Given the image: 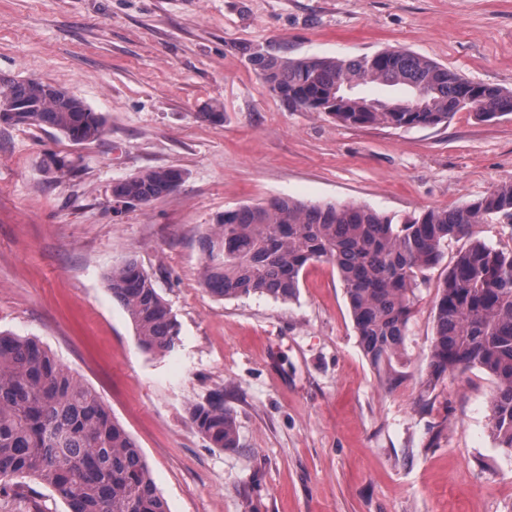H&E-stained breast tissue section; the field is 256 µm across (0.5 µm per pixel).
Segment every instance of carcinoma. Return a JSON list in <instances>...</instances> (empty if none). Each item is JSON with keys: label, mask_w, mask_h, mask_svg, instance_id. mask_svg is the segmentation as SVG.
Returning a JSON list of instances; mask_svg holds the SVG:
<instances>
[{"label": "carcinoma", "mask_w": 512, "mask_h": 512, "mask_svg": "<svg viewBox=\"0 0 512 512\" xmlns=\"http://www.w3.org/2000/svg\"><path fill=\"white\" fill-rule=\"evenodd\" d=\"M259 79L289 108L330 115L350 126H436L457 112L483 118L512 114V92L474 85L409 50L384 49L355 58H291L268 53L253 60ZM347 83L353 92L337 87ZM398 87L399 98L375 100L359 88ZM32 112L15 122L50 128L82 144L104 132L102 115L69 92L39 79L12 81L0 98ZM183 173L152 168L112 184L121 203L147 204L174 191ZM512 224V185L454 209H430L399 221L367 206L304 204L288 197L227 211L204 237L203 286L224 299L259 294L293 299L311 263L336 267L360 346L384 373L399 377L401 352L423 271L437 265L451 239L477 224ZM112 299L128 313L140 348L155 356L175 350L179 327L151 277L133 260L112 268ZM427 388L448 373L480 368L495 381L490 425L499 448L512 455V248L473 240L459 251L439 288ZM189 419L217 448L238 445L224 395L189 408ZM36 479L68 512H169L145 457L97 394L30 337L0 332V491L13 479Z\"/></svg>", "instance_id": "obj_1"}]
</instances>
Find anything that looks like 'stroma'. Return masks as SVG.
<instances>
[{
    "label": "stroma",
    "mask_w": 512,
    "mask_h": 512,
    "mask_svg": "<svg viewBox=\"0 0 512 512\" xmlns=\"http://www.w3.org/2000/svg\"><path fill=\"white\" fill-rule=\"evenodd\" d=\"M352 58L406 48L512 91V0H0V79L82 100L104 134L75 144L0 122V331L31 337L94 390L141 448L169 512H512V456L488 421L478 368L426 391L438 289L466 240L426 271L386 389L335 268L296 298L224 300L201 284V237L224 212L277 197L403 218L512 184V114L436 126H349L285 108L249 52ZM223 112L222 122L204 118ZM68 166L46 174L44 155ZM169 167L184 180L119 208L113 182ZM135 260L180 327L141 351L106 276ZM238 445L188 410L215 391ZM0 512H68L16 480Z\"/></svg>",
    "instance_id": "1"
}]
</instances>
